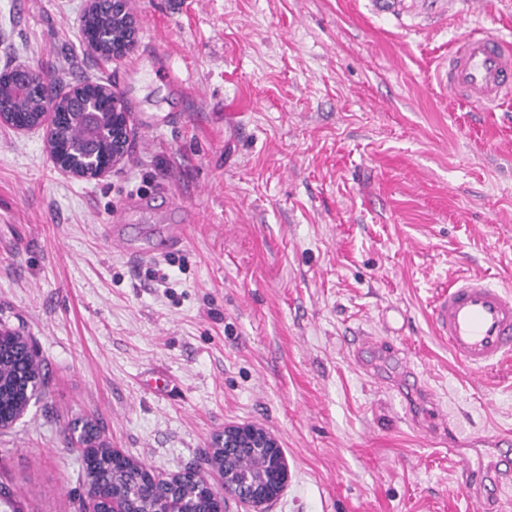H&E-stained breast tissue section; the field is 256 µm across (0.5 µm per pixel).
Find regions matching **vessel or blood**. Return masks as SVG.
Masks as SVG:
<instances>
[{"mask_svg":"<svg viewBox=\"0 0 512 512\" xmlns=\"http://www.w3.org/2000/svg\"><path fill=\"white\" fill-rule=\"evenodd\" d=\"M448 88L456 96L486 108L512 97V47L483 31L469 32L455 44L448 60ZM437 336L451 353L474 371L497 365L512 355V290L479 277H459L439 294L431 308ZM491 449L486 472L460 467V483L482 506L498 504L512 485V448L494 436L479 439Z\"/></svg>","mask_w":512,"mask_h":512,"instance_id":"1","label":"vessel or blood"}]
</instances>
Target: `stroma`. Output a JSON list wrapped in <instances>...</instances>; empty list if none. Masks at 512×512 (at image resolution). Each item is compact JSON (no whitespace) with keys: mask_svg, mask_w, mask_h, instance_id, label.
Listing matches in <instances>:
<instances>
[{"mask_svg":"<svg viewBox=\"0 0 512 512\" xmlns=\"http://www.w3.org/2000/svg\"><path fill=\"white\" fill-rule=\"evenodd\" d=\"M131 2L136 46L108 60L81 41L87 0H0V71L108 84L130 112L101 179L0 123V328L47 378L0 429V485L80 512L83 419L164 479L256 424L289 469L266 512H480L425 412L512 439V356L472 373L429 315L455 277L512 287V98L486 111L447 79L475 25L512 43V0ZM174 212L184 244L138 257ZM382 320L419 389L386 351L354 364ZM388 340L382 339V336H365L359 333V336H353L351 345L353 348V360L364 371L369 370L368 365L362 363V356L365 352L374 348L388 344Z\"/></svg>","mask_w":512,"mask_h":512,"instance_id":"1","label":"stroma"}]
</instances>
